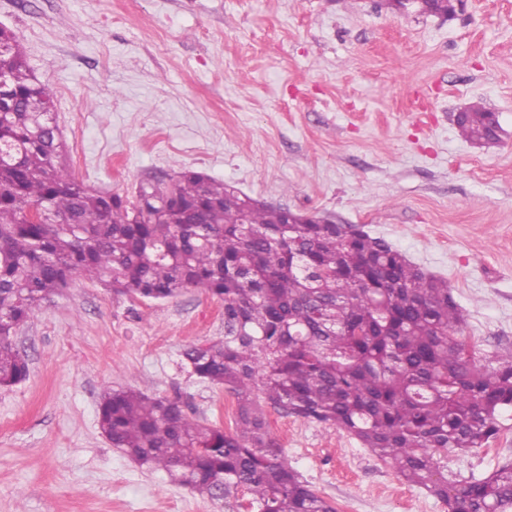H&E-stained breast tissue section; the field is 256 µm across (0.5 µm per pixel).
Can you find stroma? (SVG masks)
I'll return each mask as SVG.
<instances>
[{
    "label": "stroma",
    "mask_w": 512,
    "mask_h": 512,
    "mask_svg": "<svg viewBox=\"0 0 512 512\" xmlns=\"http://www.w3.org/2000/svg\"><path fill=\"white\" fill-rule=\"evenodd\" d=\"M1 25L52 85L79 181L130 197L190 169L361 226L447 280L477 358L512 354V0H464L451 20L387 0H0ZM474 102L500 144L460 136ZM223 337V301L192 288L133 301L77 277L42 302L15 339L29 377L0 389V512H225L97 423L103 390L129 387L223 425L227 391L179 364ZM262 411L339 512H445L345 433ZM508 460L511 419L446 464L464 481Z\"/></svg>",
    "instance_id": "stroma-1"
}]
</instances>
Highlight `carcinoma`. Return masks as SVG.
<instances>
[{
  "mask_svg": "<svg viewBox=\"0 0 512 512\" xmlns=\"http://www.w3.org/2000/svg\"><path fill=\"white\" fill-rule=\"evenodd\" d=\"M457 0L417 4L452 18ZM0 388L29 374L15 335L76 276L134 300L194 288L224 301V339L182 363L237 399L235 428L199 422L177 399L107 388L101 433L140 467L253 512H337L275 446L256 399L356 439L448 512H512V461L460 483L448 450L497 438L512 414V356L474 357L448 281L361 227L290 224L288 211L200 172L140 182L132 200L96 191L66 163L53 89L0 28ZM498 142L494 113L455 119ZM247 497L239 502L238 494Z\"/></svg>",
  "mask_w": 512,
  "mask_h": 512,
  "instance_id": "1",
  "label": "carcinoma"
}]
</instances>
